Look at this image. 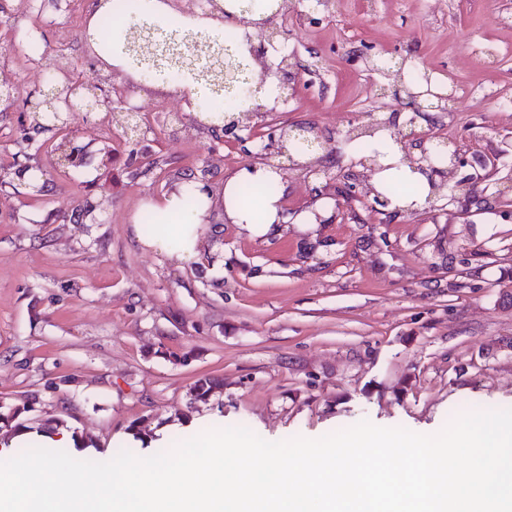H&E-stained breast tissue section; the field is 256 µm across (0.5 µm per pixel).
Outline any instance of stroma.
<instances>
[{"instance_id": "obj_1", "label": "stroma", "mask_w": 512, "mask_h": 512, "mask_svg": "<svg viewBox=\"0 0 512 512\" xmlns=\"http://www.w3.org/2000/svg\"><path fill=\"white\" fill-rule=\"evenodd\" d=\"M88 2L34 20L0 0V62L15 82L0 110V401L28 402L31 427L53 421L90 440L69 454L99 462L215 428L273 442L363 420L434 434L462 406L512 408V0H301L273 20L298 75L281 111L217 140L194 120L201 102L136 74L132 104L169 102L180 123L153 112L140 137L113 134L106 167L93 138L71 129L87 164L65 175L45 152L29 155L48 183L35 196L16 174L29 154L23 101L45 82L26 36L63 51L85 84L102 83ZM408 61L452 88L445 111L417 118L394 99L393 71ZM390 114L401 118L394 132L457 142L471 195L491 208L450 186L446 202L390 216L365 192L373 169L320 150L335 183L355 186L351 203L322 176L288 170L289 221L265 236L217 214L196 260L137 239L133 215L183 172L204 171L218 191L227 173L265 162L283 127L307 123L337 141ZM322 200L321 223H295ZM202 377L216 386L191 402Z\"/></svg>"}]
</instances>
